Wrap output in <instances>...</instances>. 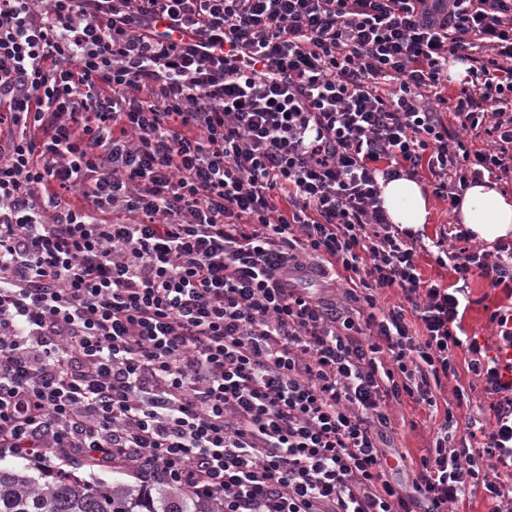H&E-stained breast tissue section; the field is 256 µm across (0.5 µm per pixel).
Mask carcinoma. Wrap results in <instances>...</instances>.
<instances>
[{"mask_svg":"<svg viewBox=\"0 0 512 512\" xmlns=\"http://www.w3.org/2000/svg\"><path fill=\"white\" fill-rule=\"evenodd\" d=\"M0 512H199L194 500L158 510L154 499L108 486H94L74 477L54 478L41 487L14 470L0 469Z\"/></svg>","mask_w":512,"mask_h":512,"instance_id":"cac0c4a2","label":"carcinoma"}]
</instances>
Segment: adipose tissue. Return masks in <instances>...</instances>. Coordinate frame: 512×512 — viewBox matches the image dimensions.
I'll return each mask as SVG.
<instances>
[{
    "label": "adipose tissue",
    "mask_w": 512,
    "mask_h": 512,
    "mask_svg": "<svg viewBox=\"0 0 512 512\" xmlns=\"http://www.w3.org/2000/svg\"><path fill=\"white\" fill-rule=\"evenodd\" d=\"M383 206L392 223L420 228L429 221L431 204L424 187L402 178L381 186ZM458 219L476 240L494 244L512 238V195L492 178L468 186L460 201Z\"/></svg>",
    "instance_id": "adipose-tissue-1"
}]
</instances>
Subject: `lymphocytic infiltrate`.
<instances>
[{"instance_id":"obj_1","label":"lymphocytic infiltrate","mask_w":512,"mask_h":512,"mask_svg":"<svg viewBox=\"0 0 512 512\" xmlns=\"http://www.w3.org/2000/svg\"><path fill=\"white\" fill-rule=\"evenodd\" d=\"M8 82L0 448L217 512H449L476 487L512 512V310L495 346L458 335L464 282L512 284V246L424 244L379 187L424 167L455 207L512 177V0H0ZM445 111L485 147L449 142ZM423 254L459 287L422 278ZM303 277L343 280L364 320ZM396 287L421 332L377 314ZM462 369L493 422L455 448L446 412L403 490L388 406L435 409Z\"/></svg>"}]
</instances>
